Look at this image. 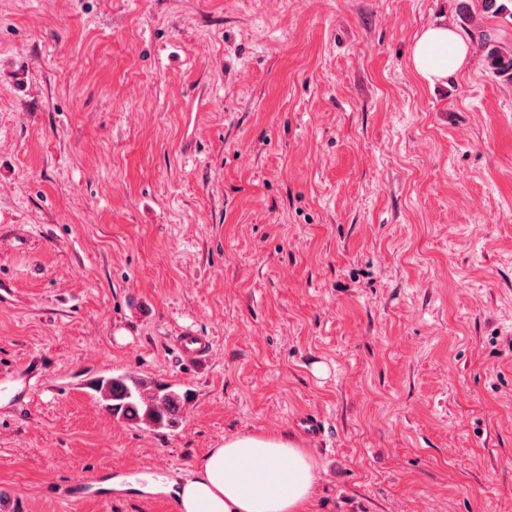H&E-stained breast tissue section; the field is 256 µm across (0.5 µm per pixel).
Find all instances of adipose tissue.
Segmentation results:
<instances>
[{
  "label": "adipose tissue",
  "mask_w": 512,
  "mask_h": 512,
  "mask_svg": "<svg viewBox=\"0 0 512 512\" xmlns=\"http://www.w3.org/2000/svg\"><path fill=\"white\" fill-rule=\"evenodd\" d=\"M471 45L445 25L415 36L411 64L424 82L455 77ZM316 464L306 449L281 436L247 434L225 439L179 484L175 512H310Z\"/></svg>",
  "instance_id": "1"
}]
</instances>
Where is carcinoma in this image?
<instances>
[{"mask_svg": "<svg viewBox=\"0 0 512 512\" xmlns=\"http://www.w3.org/2000/svg\"><path fill=\"white\" fill-rule=\"evenodd\" d=\"M482 3L484 11L493 16H512V0H482ZM472 36L483 49L491 73L512 83V52L503 51L481 29ZM93 389L112 416L150 429L178 427L182 408L190 400L188 391L178 392L167 384L148 382L131 374L103 376Z\"/></svg>", "mask_w": 512, "mask_h": 512, "instance_id": "1", "label": "carcinoma"}]
</instances>
